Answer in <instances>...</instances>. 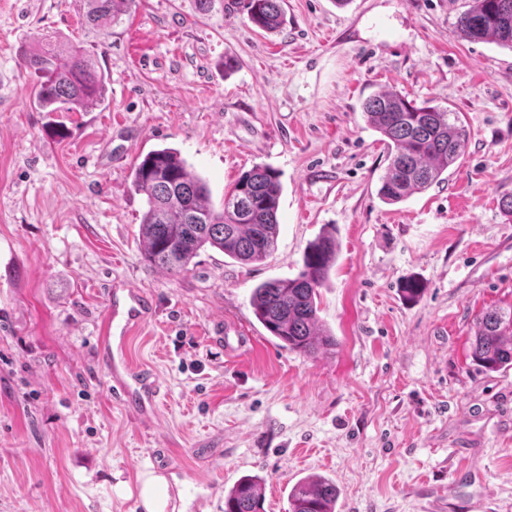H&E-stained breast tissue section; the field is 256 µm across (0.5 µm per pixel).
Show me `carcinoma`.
<instances>
[{
    "instance_id": "carcinoma-1",
    "label": "carcinoma",
    "mask_w": 512,
    "mask_h": 512,
    "mask_svg": "<svg viewBox=\"0 0 512 512\" xmlns=\"http://www.w3.org/2000/svg\"><path fill=\"white\" fill-rule=\"evenodd\" d=\"M88 24L109 34L133 0H88ZM249 21L267 32L284 25L282 0H240ZM458 35L512 49V0H472L456 22ZM23 67L36 77L34 103L43 112H86L104 101L107 76L79 50L61 51L47 44L22 53ZM362 109L381 134L390 163L378 189L379 198L394 205L444 181L467 140L464 125L450 112L421 105L390 91L369 96ZM136 192L145 196L140 223L144 258L169 273L187 270L208 248L242 264L261 262L276 249L282 185L278 172L259 165L243 173L224 193L222 208L212 206L205 181L190 171L180 153L156 149L131 171ZM336 257V240L325 232L310 242L303 268L294 278L259 284L252 293L256 319L283 346L314 355L335 345L319 328V288ZM471 342L472 361L489 372L512 366V308H494L477 318ZM339 491L321 476L299 480L290 490V512H335ZM264 481L245 475L224 495V512H265Z\"/></svg>"
}]
</instances>
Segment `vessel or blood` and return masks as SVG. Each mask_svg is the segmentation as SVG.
<instances>
[{"label":"vessel or blood","instance_id":"vessel-or-blood-1","mask_svg":"<svg viewBox=\"0 0 512 512\" xmlns=\"http://www.w3.org/2000/svg\"><path fill=\"white\" fill-rule=\"evenodd\" d=\"M131 305L127 310H113L112 317L124 326H135L151 311V299L142 293H130ZM112 376L124 404L137 415L147 416L157 408L158 385L154 375L143 368L132 367L124 347L108 352Z\"/></svg>","mask_w":512,"mask_h":512}]
</instances>
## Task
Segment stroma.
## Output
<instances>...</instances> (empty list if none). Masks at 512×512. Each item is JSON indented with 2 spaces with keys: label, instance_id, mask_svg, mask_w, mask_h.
Listing matches in <instances>:
<instances>
[{
  "label": "stroma",
  "instance_id": "obj_1",
  "mask_svg": "<svg viewBox=\"0 0 512 512\" xmlns=\"http://www.w3.org/2000/svg\"><path fill=\"white\" fill-rule=\"evenodd\" d=\"M468 5L284 0L267 34L233 0H134L105 36L87 0H0V512H144L149 471L166 512H224L245 475L263 478L266 512H288L308 475L336 484V512H512V368L470 357L476 316L512 306V50L458 38ZM47 40L91 55L104 105H34L19 57ZM381 89L468 131L447 181L396 205L377 196L388 150L360 112ZM162 147L216 207L253 166L278 170L276 251L148 265L130 172ZM325 231L319 322L336 344L306 356L269 335L251 296L297 276ZM130 288L154 303L126 340L160 385L147 417L115 395L101 353ZM166 484L162 476L152 472L144 475L139 488V498L147 512H165L168 506V496L164 491Z\"/></svg>",
  "mask_w": 512,
  "mask_h": 512
}]
</instances>
